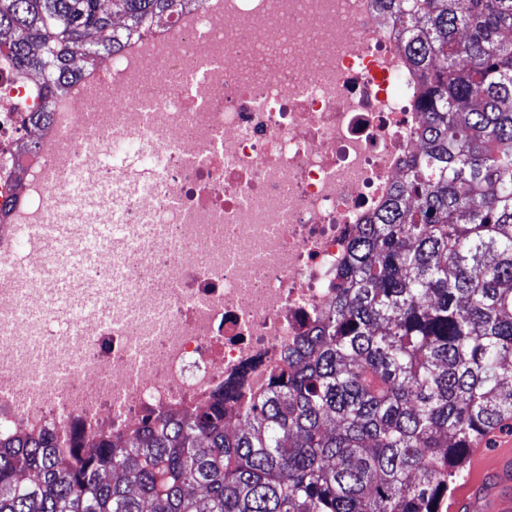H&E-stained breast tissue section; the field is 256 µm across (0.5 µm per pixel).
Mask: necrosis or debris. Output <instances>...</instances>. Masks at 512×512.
<instances>
[{
    "label": "necrosis or debris",
    "instance_id": "1",
    "mask_svg": "<svg viewBox=\"0 0 512 512\" xmlns=\"http://www.w3.org/2000/svg\"><path fill=\"white\" fill-rule=\"evenodd\" d=\"M420 73L373 0H202L85 71L64 98L0 51V440L88 447L221 398L235 426L336 294L358 225L421 150ZM149 141L125 180L90 297L52 303L21 225L71 217L62 177Z\"/></svg>",
    "mask_w": 512,
    "mask_h": 512
}]
</instances>
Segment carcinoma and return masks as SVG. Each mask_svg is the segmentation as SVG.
<instances>
[{"label":"carcinoma","mask_w":512,"mask_h":512,"mask_svg":"<svg viewBox=\"0 0 512 512\" xmlns=\"http://www.w3.org/2000/svg\"><path fill=\"white\" fill-rule=\"evenodd\" d=\"M181 2L0 0V48L53 97ZM378 2L424 83L421 152L244 428L216 402L86 454L0 443V512H439L512 417V0Z\"/></svg>","instance_id":"obj_1"}]
</instances>
